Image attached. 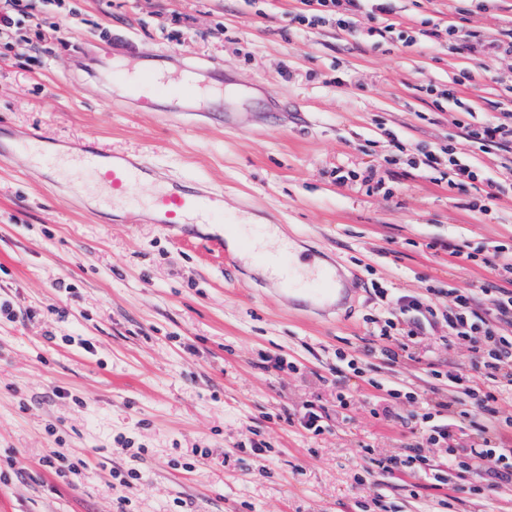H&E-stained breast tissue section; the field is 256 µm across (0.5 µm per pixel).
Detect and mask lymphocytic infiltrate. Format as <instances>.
<instances>
[{
	"mask_svg": "<svg viewBox=\"0 0 512 512\" xmlns=\"http://www.w3.org/2000/svg\"><path fill=\"white\" fill-rule=\"evenodd\" d=\"M391 0H298L289 21L308 28L333 26L342 31L358 30L362 19H374L376 14H392ZM431 38L446 40L452 49L476 51L487 47L488 53L499 59L512 58V32L504 38L481 40L478 32L465 29L455 22L431 31ZM475 73L460 70L451 87L438 90L440 98L452 101L461 114L459 122L466 139L484 153L512 144V112L476 115L471 106L457 96L461 87L473 85ZM430 168L447 165L457 186L478 188L486 182L485 171L460 159L453 147L440 153L427 154ZM455 256L467 261L489 264L498 258L500 284L459 290L454 303L444 315L422 297L405 295L396 299L380 321H373L371 336L382 341L381 349L391 363H399L405 345L400 334L417 336L432 329L437 319L448 325L449 342H469L474 352V371L458 369L447 373L431 370L434 379H447L450 387L459 389L461 408L452 422L427 411L421 416L420 442L407 445L404 454L388 458L386 472H413L424 477L429 488L442 491L454 479L469 478V491L475 495L512 483V448L503 440L512 431V421L501 419L496 404L503 395L512 394V249L496 247L493 257L455 248ZM492 296L493 306L481 308L480 300ZM446 444L448 458L438 463L423 452L424 444Z\"/></svg>",
	"mask_w": 512,
	"mask_h": 512,
	"instance_id": "lymphocytic-infiltrate-1",
	"label": "lymphocytic infiltrate"
}]
</instances>
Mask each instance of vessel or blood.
<instances>
[{"label": "vessel or blood", "mask_w": 512, "mask_h": 512, "mask_svg": "<svg viewBox=\"0 0 512 512\" xmlns=\"http://www.w3.org/2000/svg\"><path fill=\"white\" fill-rule=\"evenodd\" d=\"M137 70L113 59L102 64L113 89L132 111L158 112L162 98H171L173 111L182 102H209L224 95L223 84H204L197 78L198 64L189 53L159 54L145 51ZM21 153L35 166L56 172H74L84 181L100 185L97 211L114 212L121 224L140 215L148 223L170 230L176 239H200L207 246L223 249L227 235H235L238 257L263 266L272 284L305 295L310 302L326 307L335 296L340 279L334 265L297 262L292 249L264 247L269 226L238 228L223 223L224 199L214 189L168 179L146 155L104 148L98 141L83 139L62 143L33 133L23 138H0V156Z\"/></svg>", "instance_id": "obj_1"}]
</instances>
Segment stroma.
<instances>
[{
	"mask_svg": "<svg viewBox=\"0 0 512 512\" xmlns=\"http://www.w3.org/2000/svg\"><path fill=\"white\" fill-rule=\"evenodd\" d=\"M295 0H62L22 25L24 49L0 46V131L40 129L62 141L93 137L146 153L164 172L222 191L240 224H269L270 247L334 263L345 299L324 312L268 287L261 267L229 269L198 241L157 224H116L75 194L70 176L23 155L0 160V512H437L418 477H392L419 429L420 405L378 415L385 385L423 387L430 405L459 409L423 368H468L467 345L446 327L410 342L388 365L368 320L388 300L497 283L494 268L453 256L512 244V154L471 146L448 102L421 86L458 70L512 75L430 40L399 50L334 28L292 30ZM392 17L419 31L455 21L495 37L512 29V0H394ZM142 51L194 54L224 77L223 115L121 110L93 71L115 39ZM232 126H225L224 116ZM397 136L400 148L390 147ZM454 145L484 167L501 194L496 212L468 208L476 192L448 186L446 166L422 159ZM374 169L383 188L338 184L337 168ZM386 296H379V289ZM65 308V316L50 311ZM88 340L92 352L80 342ZM360 357L367 379L337 370ZM316 402L315 435L290 414ZM267 445L255 453L254 443ZM378 464L363 472L360 449ZM89 467L69 480L51 454ZM137 469L125 488L115 474ZM453 512H512V485Z\"/></svg>",
	"mask_w": 512,
	"mask_h": 512,
	"instance_id": "obj_1",
	"label": "stroma"
}]
</instances>
